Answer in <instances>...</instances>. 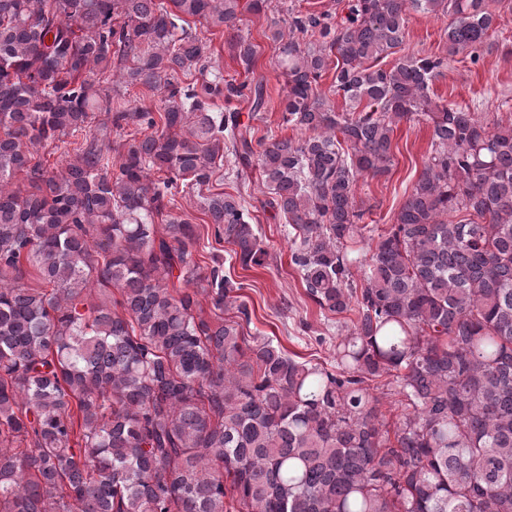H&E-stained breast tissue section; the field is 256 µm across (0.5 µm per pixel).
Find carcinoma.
I'll use <instances>...</instances> for the list:
<instances>
[{"instance_id":"obj_1","label":"carcinoma","mask_w":512,"mask_h":512,"mask_svg":"<svg viewBox=\"0 0 512 512\" xmlns=\"http://www.w3.org/2000/svg\"><path fill=\"white\" fill-rule=\"evenodd\" d=\"M409 10L447 14L448 53L474 62L495 21L485 0H349L339 23L288 10L272 39L283 124L307 132L293 140L255 137L262 81H181L208 71L190 17L253 71L238 0H0V512H512V125L433 99L443 57L367 64L401 47ZM332 67L341 112L318 93ZM95 74L160 92L162 112L113 103ZM98 111L151 133H127L115 161L94 135L47 168L41 151ZM415 116L431 150L361 263L354 182L388 170L394 126ZM226 156L238 178L258 164L308 297L355 316L334 364L247 339L245 285L216 254L205 318L194 225L154 224L177 180L206 186ZM204 214L242 269L264 264L243 195ZM30 267L43 287L22 284ZM383 377L406 406L391 430Z\"/></svg>"}]
</instances>
